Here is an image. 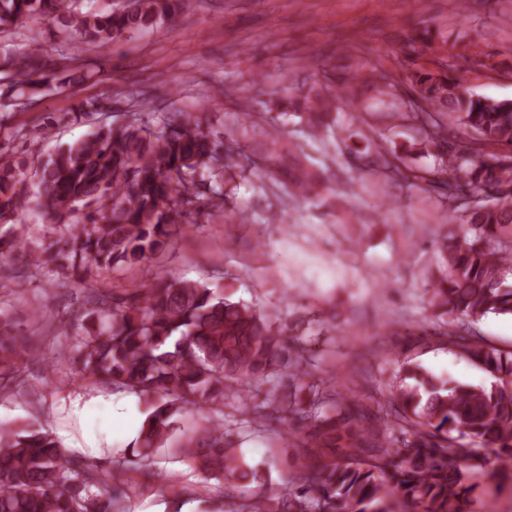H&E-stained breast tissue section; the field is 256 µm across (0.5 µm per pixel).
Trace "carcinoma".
Returning <instances> with one entry per match:
<instances>
[{"mask_svg":"<svg viewBox=\"0 0 512 512\" xmlns=\"http://www.w3.org/2000/svg\"><path fill=\"white\" fill-rule=\"evenodd\" d=\"M173 0H126L119 11L78 13L73 0H0V34H15L32 19L53 22L83 43L105 46L167 18ZM76 54H53L38 43L0 58L6 96L24 109L40 100L51 77L76 67ZM358 73L339 74L314 94L292 103L311 133L329 112L352 102ZM417 92L405 117L421 125L417 145L446 155L437 181L454 199L475 201L458 216L439 248V276L427 289L437 321L421 328L418 342L456 347L492 377L488 384L436 377L406 360L385 383L390 412L380 419L346 402L336 386L313 380L303 355L289 354L271 316L206 282L161 276L121 291L85 292L94 302L65 321L37 308L34 317L67 337L56 360L78 363L69 383H109L146 403V416L130 458L105 467L66 453L41 426H0V512H124L116 486L131 469L146 474L163 457L179 458L216 480L259 482L233 448L224 403L261 419L292 421L293 488L271 507L261 495L231 512H472L473 480L488 462L512 475V352L488 347L469 325L490 314L512 316V100L476 95L457 69L448 74L420 67L407 76ZM368 84L393 94L385 74ZM268 125V158H281L279 123ZM462 126L471 139L457 141ZM291 194L319 197L327 178L309 156L288 151ZM364 166L409 175L396 153L366 144ZM239 166L224 141L205 133L197 117L168 112L154 132L136 122L111 124L68 143L34 167L0 155V224L35 210L56 228L41 250L63 271L87 276L115 265L127 268L159 258L174 229L192 212H224L218 188ZM36 246L19 233L0 235V258L30 255ZM22 354L0 339V392L23 391ZM288 370L279 403L252 401L249 387ZM204 424L182 430L192 412Z\"/></svg>","mask_w":512,"mask_h":512,"instance_id":"obj_1","label":"carcinoma"}]
</instances>
